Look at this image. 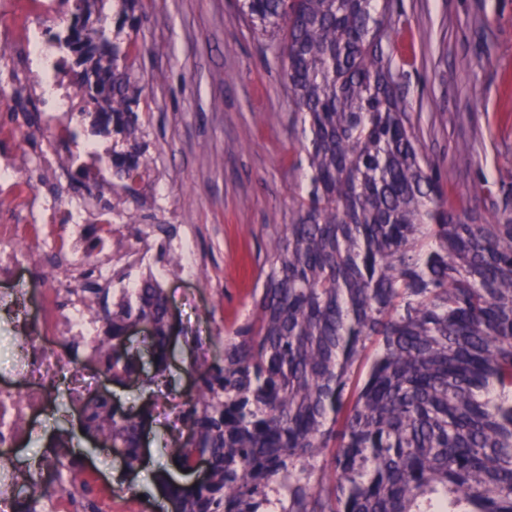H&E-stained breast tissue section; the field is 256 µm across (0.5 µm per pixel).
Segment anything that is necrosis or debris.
<instances>
[{
    "label": "necrosis or debris",
    "mask_w": 512,
    "mask_h": 512,
    "mask_svg": "<svg viewBox=\"0 0 512 512\" xmlns=\"http://www.w3.org/2000/svg\"><path fill=\"white\" fill-rule=\"evenodd\" d=\"M57 0H0V32L19 49L18 59L0 68V111L12 107L21 87L34 95L46 120L36 133L43 160L51 174L62 166L55 160L61 135L57 113L73 111L83 79L63 78L60 70L68 51L61 40L66 32L54 15ZM19 125H0V325H7L15 342L12 372L0 378V512H12L18 491L33 482L51 480L49 464L32 469L18 464L12 449L22 447L36 422L53 407L67 414L83 411L90 396L99 394L105 376L100 367L73 361L65 353L69 342L92 345L96 329L75 295H62L50 282L29 281L31 264L25 247H38L40 231L58 239V265L74 269L96 262L85 246L89 224H119L123 218L101 204L73 201L58 190L38 189L11 147L23 135ZM109 267L125 271L114 281L117 289L135 284L136 270L153 264L148 237L131 241L125 250L111 254Z\"/></svg>",
    "instance_id": "4bbe7bcc"
}]
</instances>
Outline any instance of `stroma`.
Returning a JSON list of instances; mask_svg holds the SVG:
<instances>
[{"label": "stroma", "mask_w": 512, "mask_h": 512, "mask_svg": "<svg viewBox=\"0 0 512 512\" xmlns=\"http://www.w3.org/2000/svg\"><path fill=\"white\" fill-rule=\"evenodd\" d=\"M400 23L384 51L398 71L423 150L440 160L443 198L489 218L512 213V0H396ZM134 79L143 89L148 176L138 198L118 200L111 182L99 201L122 204L136 224L154 221L152 187L168 189L171 247L192 234L203 264L197 279L170 278L179 322L168 376L194 385V361L221 353L224 326L245 318L266 257L268 235L289 223L291 196L306 188L295 120L280 58L239 14L235 0H140ZM170 429L154 416L145 459L126 473L121 459L81 426L46 419L18 454L35 459L71 437L84 465L112 487L114 512H170L157 477L183 473L160 446Z\"/></svg>", "instance_id": "obj_1"}]
</instances>
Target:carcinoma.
Here are the masks:
<instances>
[{"label": "carcinoma", "instance_id": "1", "mask_svg": "<svg viewBox=\"0 0 512 512\" xmlns=\"http://www.w3.org/2000/svg\"><path fill=\"white\" fill-rule=\"evenodd\" d=\"M127 42L109 50L112 104L95 124L130 142L112 151L117 189L139 195L148 168L141 90L132 79L138 0H116ZM283 60L310 189L271 235L259 294L224 351L192 364L190 437L162 452L203 482L158 476L172 512H512V217L479 221L440 201L439 159L420 150L382 49L394 0H238ZM81 14L67 40L88 54ZM99 324L93 355L122 387L138 374L133 323L165 380L170 301L154 279L135 291L81 289ZM150 411L103 396L87 431L139 460ZM76 461L60 462L74 512H100Z\"/></svg>", "mask_w": 512, "mask_h": 512}]
</instances>
